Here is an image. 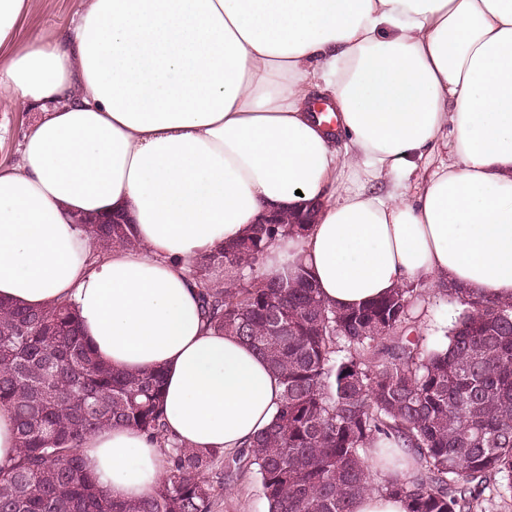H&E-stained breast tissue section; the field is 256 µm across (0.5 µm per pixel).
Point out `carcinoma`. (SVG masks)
<instances>
[{
	"mask_svg": "<svg viewBox=\"0 0 512 512\" xmlns=\"http://www.w3.org/2000/svg\"><path fill=\"white\" fill-rule=\"evenodd\" d=\"M97 244L131 242L116 220L83 216ZM285 224H254L197 260L208 327L237 335L278 373L282 405L234 463L255 469L268 512H354L376 491L407 512H475L484 491L512 493V301L454 286L445 341L411 335L405 287L353 309L326 305L304 276L257 272ZM164 374L120 371L83 336L70 304L0 301V404L16 416L19 455L0 466V512H212L224 452L183 445L166 429ZM123 425L161 448L166 476L146 497L115 501L77 450L90 432ZM404 459L402 476L371 484L367 454Z\"/></svg>",
	"mask_w": 512,
	"mask_h": 512,
	"instance_id": "cac0c4a2",
	"label": "carcinoma"
}]
</instances>
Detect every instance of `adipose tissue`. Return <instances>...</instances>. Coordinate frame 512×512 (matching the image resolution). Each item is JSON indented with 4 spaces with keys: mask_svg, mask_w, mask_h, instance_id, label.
Returning <instances> with one entry per match:
<instances>
[{
    "mask_svg": "<svg viewBox=\"0 0 512 512\" xmlns=\"http://www.w3.org/2000/svg\"><path fill=\"white\" fill-rule=\"evenodd\" d=\"M0 97L41 109L0 164V299L74 303L103 361L162 369L185 445L235 450L281 405L189 275L262 213L316 205L265 274L304 268L330 306L424 277L512 299V0H83L74 28L0 57ZM111 213L134 241L102 253L76 219ZM79 453L115 500L165 476L133 428Z\"/></svg>",
    "mask_w": 512,
    "mask_h": 512,
    "instance_id": "adipose-tissue-1",
    "label": "adipose tissue"
}]
</instances>
